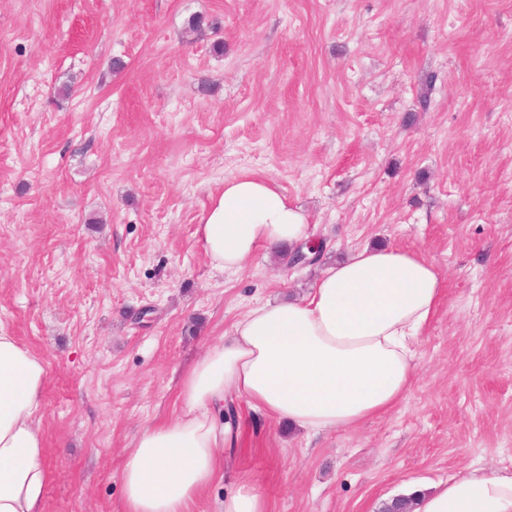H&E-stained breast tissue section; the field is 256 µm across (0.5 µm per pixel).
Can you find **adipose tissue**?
<instances>
[{"label": "adipose tissue", "mask_w": 512, "mask_h": 512, "mask_svg": "<svg viewBox=\"0 0 512 512\" xmlns=\"http://www.w3.org/2000/svg\"><path fill=\"white\" fill-rule=\"evenodd\" d=\"M311 234L306 213L273 179L254 175L226 178L198 229L223 270ZM443 286L442 271L420 253L364 247L325 266L304 297L250 308L183 375L180 412L124 448L126 512H188L220 476L227 397L315 433L392 410L413 382V344ZM45 382L42 361L0 327V512H42ZM410 495L411 512H512V472L474 471Z\"/></svg>", "instance_id": "ef3b65f1"}]
</instances>
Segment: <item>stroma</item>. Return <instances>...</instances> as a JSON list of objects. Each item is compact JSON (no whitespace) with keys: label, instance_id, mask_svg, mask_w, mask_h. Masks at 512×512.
<instances>
[{"label":"stroma","instance_id":"stroma-1","mask_svg":"<svg viewBox=\"0 0 512 512\" xmlns=\"http://www.w3.org/2000/svg\"><path fill=\"white\" fill-rule=\"evenodd\" d=\"M242 174L307 212L319 263L211 266L196 230ZM364 246L445 276L406 397L314 437L234 399L189 512L244 482L382 512L512 471V0H0V325L47 372L43 512H125L121 452L183 374Z\"/></svg>","mask_w":512,"mask_h":512}]
</instances>
